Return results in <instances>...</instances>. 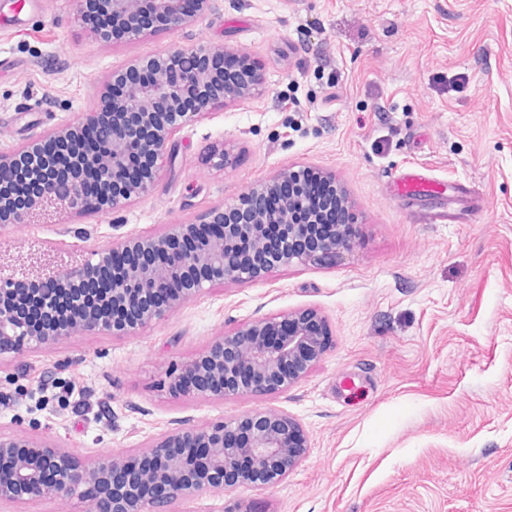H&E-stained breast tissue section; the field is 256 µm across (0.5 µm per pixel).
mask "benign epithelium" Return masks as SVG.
Here are the masks:
<instances>
[{"label": "benign epithelium", "mask_w": 512, "mask_h": 512, "mask_svg": "<svg viewBox=\"0 0 512 512\" xmlns=\"http://www.w3.org/2000/svg\"><path fill=\"white\" fill-rule=\"evenodd\" d=\"M153 29L175 31L215 9V0H150ZM140 0H74L82 23L105 43L127 26ZM104 13L112 27L94 25ZM239 66L224 68V58ZM131 70L148 74L144 82L126 83V73L112 74L100 93L96 111L32 139L22 148L0 152V224H36L68 213L103 215L151 191L170 137L217 105H232L259 91L263 69L235 47L176 45L169 51L140 57ZM193 109L185 108L186 101ZM112 113V126L101 147L89 144L71 156L61 147L93 127L100 112ZM53 163L41 176L26 206L12 202L20 187V170L46 156ZM313 173L310 168L283 169L255 183L228 205L212 208L194 223L170 224L158 236H132L106 245L70 266L41 255L20 272L0 267V355L23 348L49 349L59 340L110 332L128 335L162 319L170 310L224 281L261 278L280 265L322 262L353 246L344 224H322V211L312 210L306 195L288 198L279 209L264 199L285 181ZM119 186L110 198L97 192L102 182ZM250 220L228 224L224 215L243 205ZM296 212L310 214V224L292 223ZM278 224L284 241L268 250L263 230ZM109 277V288L85 305L69 323L52 327L19 316L35 286L37 296L51 303L76 297V285L90 277ZM327 348L325 320L313 310L291 311L249 323L231 335L216 337L196 357L175 363L164 385L174 396L222 398L228 394H271L305 377ZM309 448L300 423L285 413L255 411L202 427L187 426L164 435L144 452L118 453L91 463L48 438L0 435V502L51 500L78 496L92 512H168L179 498L222 492L235 468L247 470L239 486H273L288 475Z\"/></svg>", "instance_id": "benign-epithelium-1"}]
</instances>
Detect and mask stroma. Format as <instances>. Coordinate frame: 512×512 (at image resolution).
Instances as JSON below:
<instances>
[{
	"mask_svg": "<svg viewBox=\"0 0 512 512\" xmlns=\"http://www.w3.org/2000/svg\"><path fill=\"white\" fill-rule=\"evenodd\" d=\"M192 43L244 50L263 88L175 133L148 194L105 215L2 227L0 255L81 256L158 235L284 168L335 176L354 244L214 285L129 336L0 356V434L49 436L86 462L268 409L309 439L288 476L171 512H512V0H218L195 24L108 45L71 0H0V150L94 111L131 60ZM221 142L224 166L211 154ZM413 168L447 204L392 195ZM443 207L453 223L433 222ZM303 309L325 316L330 347L287 390L164 388L169 367L215 337Z\"/></svg>",
	"mask_w": 512,
	"mask_h": 512,
	"instance_id": "1",
	"label": "stroma"
}]
</instances>
